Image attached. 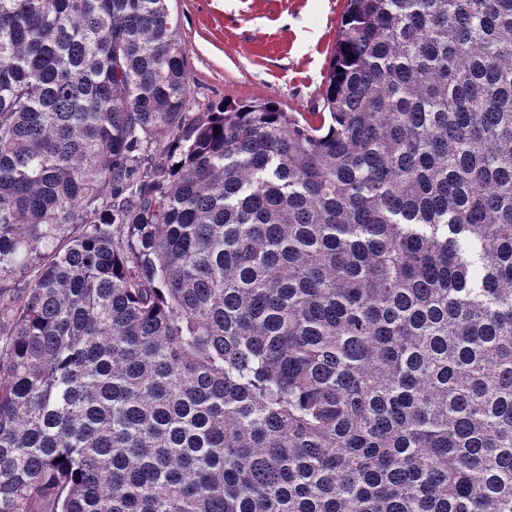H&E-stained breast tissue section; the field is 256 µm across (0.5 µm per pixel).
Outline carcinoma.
I'll list each match as a JSON object with an SVG mask.
<instances>
[{"label": "carcinoma", "instance_id": "1", "mask_svg": "<svg viewBox=\"0 0 512 512\" xmlns=\"http://www.w3.org/2000/svg\"><path fill=\"white\" fill-rule=\"evenodd\" d=\"M177 27L0 0V512H512V0H346L316 124Z\"/></svg>", "mask_w": 512, "mask_h": 512}]
</instances>
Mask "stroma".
<instances>
[{"mask_svg":"<svg viewBox=\"0 0 512 512\" xmlns=\"http://www.w3.org/2000/svg\"><path fill=\"white\" fill-rule=\"evenodd\" d=\"M186 46L190 107L271 99L317 106L345 0H169Z\"/></svg>","mask_w":512,"mask_h":512,"instance_id":"obj_1","label":"stroma"}]
</instances>
